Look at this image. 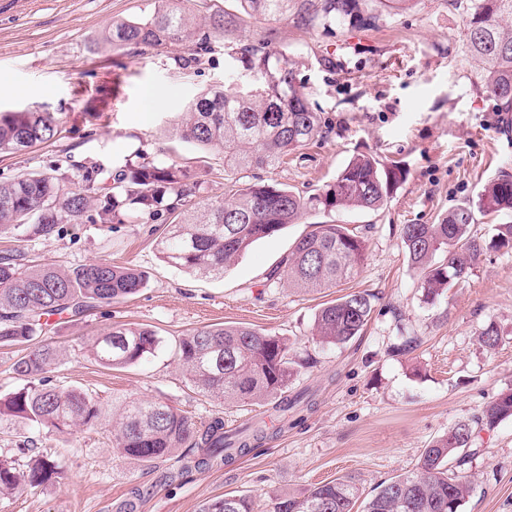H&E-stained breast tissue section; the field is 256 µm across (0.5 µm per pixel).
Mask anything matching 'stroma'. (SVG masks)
Masks as SVG:
<instances>
[{
  "instance_id": "obj_1",
  "label": "stroma",
  "mask_w": 512,
  "mask_h": 512,
  "mask_svg": "<svg viewBox=\"0 0 512 512\" xmlns=\"http://www.w3.org/2000/svg\"><path fill=\"white\" fill-rule=\"evenodd\" d=\"M372 2L383 18L376 29L327 34L280 24L278 46L320 112L323 133L259 176L308 195L333 182L353 156L373 154L408 172L380 209L307 214L253 243L220 278L165 263L160 234L148 224H117L109 232L70 224L50 241L0 234V249L22 251L35 264L68 268L107 259L148 277L127 300L63 316L47 336L62 352L52 385L84 390L107 411L126 398L172 405L198 425L218 415L228 430L259 421L266 439L232 463L185 472L172 457L141 463L117 454L108 418L62 435L5 415L0 457L23 466L48 456L64 477L31 494L0 495V512H123L132 498L140 512H200L227 494L251 496L255 512H267L270 496L344 476L368 497L414 470L434 439L512 389V250L483 251L465 281L431 298L402 245L404 225L439 223L458 205L476 204L500 171L512 172V129L480 86L481 64L465 47V15L456 0H415L400 11L387 0ZM152 7L151 0H0V112L39 109L62 122L53 141L0 155V179L52 171L68 154L74 164L67 174L78 163L109 172L138 150L200 167L201 203L223 201V159L182 141L175 127L203 92L253 86L261 77L221 49L195 69L180 65L178 44L120 57L94 47L112 20ZM326 57L335 68L323 65ZM152 92L160 97L155 107L148 104ZM314 223L361 233L368 258L353 281L304 293L271 272ZM354 290L370 295L364 330L344 345L320 344L312 333L321 304ZM214 324L288 340V393L303 401L287 420L273 412L272 401L226 406L191 385L174 358L175 343ZM489 324L501 335L493 350L478 340ZM116 325L151 328L165 347L126 368L101 367L85 346ZM414 338L418 347L401 351ZM471 451L457 469L472 486L462 512H512V419L481 431Z\"/></svg>"
}]
</instances>
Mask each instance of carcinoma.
I'll return each instance as SVG.
<instances>
[{
    "mask_svg": "<svg viewBox=\"0 0 512 512\" xmlns=\"http://www.w3.org/2000/svg\"><path fill=\"white\" fill-rule=\"evenodd\" d=\"M236 9L211 12L199 24L183 0H155L153 11L112 21L103 39L121 55L130 47H187L183 65L198 66L215 53V45L244 32L253 21L265 24L260 39L232 48L244 65L279 75L288 58L275 50L277 26L375 29L380 15L368 0H235ZM466 18L468 52L482 62V89L512 112V33L502 22L512 19V0H460ZM59 119L52 112L19 110L0 113V154H15L52 140ZM179 137L202 150L224 155V201H196L203 181L186 165L148 160L136 153L121 168L104 173L97 166L81 170L80 179L66 174L23 173L0 180V233L16 232L45 240L64 234V225L83 216L108 229L114 224L171 223L159 241L162 258L200 277H221L256 241L278 235L309 213L340 209L378 210L405 180L406 170L374 155H357L336 179L303 196L288 186L253 176L274 169L288 155L321 135L322 118L295 82L283 80L254 94L220 89L196 98L182 114ZM512 213V175L489 181L477 207L461 205L438 224H407L402 244L421 287L435 298L465 279L488 248L512 249V224L495 225L490 240L472 233L476 212ZM367 255L363 237L340 224H315L294 243L284 266L273 276L304 292L345 284L358 274ZM147 284L144 272L107 260L60 269L25 263L17 250L0 252V345L29 343L50 326L49 319L72 316L124 300ZM372 311L369 295L347 293L324 304L316 314L315 336L326 345H343L360 335ZM161 339L142 326H115L86 346L100 366L124 368L153 354ZM288 341L246 326H206L181 337L176 359L200 392L225 405L274 399L287 414L292 406L286 389L293 375ZM59 360L49 342L19 356L12 372L25 384L0 395V416L8 414L32 427L68 434L76 425L99 422L98 402L80 389L50 384L48 373ZM512 417V390L490 401L472 419L460 421L424 449L416 470L383 485L361 499L351 478L319 483L301 494L276 495L270 512H461L471 484L451 470L467 461L476 430L493 428ZM259 433L224 432L216 416L198 427L163 403L143 400L120 404L113 432L124 457L151 463L179 453L182 469L231 463L248 454ZM60 478L55 461L37 457L21 470L0 458V494L24 493ZM201 512H253L246 495H224L206 502Z\"/></svg>",
    "mask_w": 512,
    "mask_h": 512,
    "instance_id": "1",
    "label": "carcinoma"
}]
</instances>
